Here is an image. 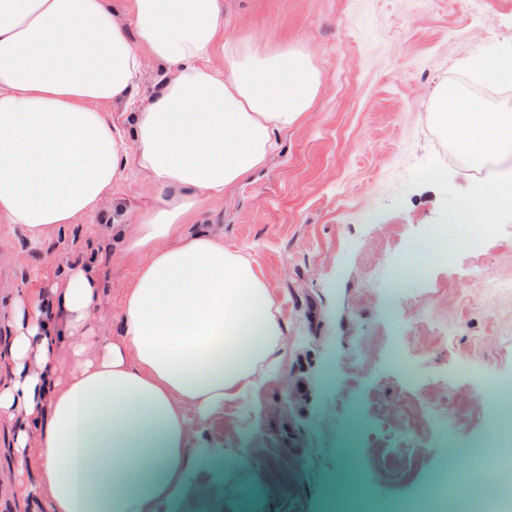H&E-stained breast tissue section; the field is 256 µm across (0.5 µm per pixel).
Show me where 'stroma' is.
Returning <instances> with one entry per match:
<instances>
[{
  "label": "stroma",
  "mask_w": 512,
  "mask_h": 512,
  "mask_svg": "<svg viewBox=\"0 0 512 512\" xmlns=\"http://www.w3.org/2000/svg\"><path fill=\"white\" fill-rule=\"evenodd\" d=\"M224 33L270 47L305 45L320 73L303 117L277 132L278 150L251 180L197 212L208 231L250 256L284 331L247 392L200 421L224 450L216 480L252 512H373L415 497L445 454L439 424L459 443L490 433L486 390L459 365L512 377V213L432 262L433 224L455 223L471 164L450 159L436 127V92L469 76L470 58L512 48V0H224ZM166 63L144 58L133 100L105 103L128 129L163 88ZM87 214L41 235L0 216V323L16 299L37 301L74 258L94 259L106 335L121 334L120 301L135 259L112 243L159 191L138 167ZM442 175L426 186L425 171ZM417 246L428 275L386 291L387 272ZM399 343L418 373L407 386L386 358ZM0 419V512H25Z\"/></svg>",
  "instance_id": "1"
}]
</instances>
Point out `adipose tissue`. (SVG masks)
Returning a JSON list of instances; mask_svg holds the SVG:
<instances>
[{
	"label": "adipose tissue",
	"mask_w": 512,
	"mask_h": 512,
	"mask_svg": "<svg viewBox=\"0 0 512 512\" xmlns=\"http://www.w3.org/2000/svg\"><path fill=\"white\" fill-rule=\"evenodd\" d=\"M130 14L131 36L108 0H0V215L38 235L94 210L132 158L130 136L160 191L143 219L116 227L138 260L121 336L94 333L101 292L90 268L67 269L51 289L56 320L16 302L0 344L10 366L0 416L14 423L18 466L35 474L22 495L52 512H235L233 499L212 501L224 451L186 412L205 416L243 393L283 330L253 260L183 226L264 167L320 73L303 47L225 36L222 0H131ZM147 55L171 74L127 131L101 106L130 96ZM433 112L473 164L512 157L511 112L448 88ZM456 209L512 211V168Z\"/></svg>",
	"instance_id": "obj_1"
}]
</instances>
